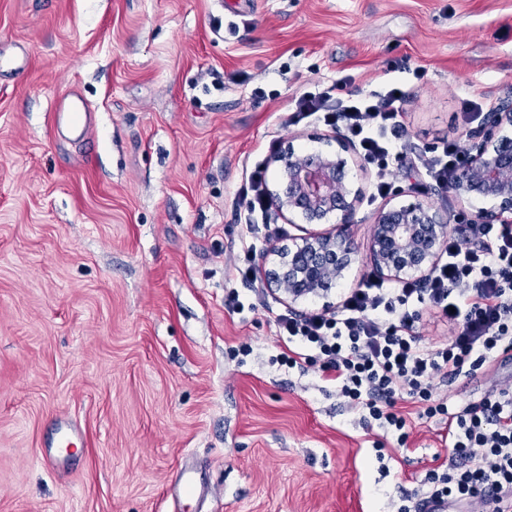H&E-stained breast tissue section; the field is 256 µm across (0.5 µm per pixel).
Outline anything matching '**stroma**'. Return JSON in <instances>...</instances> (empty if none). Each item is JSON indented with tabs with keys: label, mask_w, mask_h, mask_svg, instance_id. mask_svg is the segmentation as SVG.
Listing matches in <instances>:
<instances>
[{
	"label": "stroma",
	"mask_w": 512,
	"mask_h": 512,
	"mask_svg": "<svg viewBox=\"0 0 512 512\" xmlns=\"http://www.w3.org/2000/svg\"><path fill=\"white\" fill-rule=\"evenodd\" d=\"M0 44L26 55L0 75V512H398L447 457L444 423L399 446L317 368L279 363L276 319L371 274L380 206L423 202L452 230L482 208L414 159L469 144L464 104L512 99V0H0ZM340 79L409 93L386 197L347 155L357 261L293 304L227 280L247 172L267 165L272 187L279 150L335 149L333 128L289 118ZM66 92L92 111L87 138L53 120ZM232 288L243 310L225 307ZM508 378L439 391L464 405ZM60 414L81 434L52 471ZM187 463L203 500L182 493Z\"/></svg>",
	"instance_id": "obj_1"
}]
</instances>
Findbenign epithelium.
I'll return each mask as SVG.
<instances>
[{
    "mask_svg": "<svg viewBox=\"0 0 512 512\" xmlns=\"http://www.w3.org/2000/svg\"><path fill=\"white\" fill-rule=\"evenodd\" d=\"M512 126V103L500 102L486 113L481 128L466 149L464 163L448 182L459 199L483 198L494 202L478 211L472 224L512 223V140L501 135ZM279 170L278 189L270 193V206L280 214H300L320 224L336 218L324 232H312L292 245L273 246L275 267L264 271L261 286L295 302L312 293L328 292L342 271L357 259L347 233L354 223L359 195L345 184L347 159L339 152L298 156L292 151L273 157ZM371 261L376 272L396 280L408 274L427 275L439 260L448 238V225L430 206L383 205L373 216Z\"/></svg>",
    "mask_w": 512,
    "mask_h": 512,
    "instance_id": "benign-epithelium-1",
    "label": "benign epithelium"
}]
</instances>
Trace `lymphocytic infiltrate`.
I'll list each match as a JSON object with an SVG mask.
<instances>
[{"mask_svg": "<svg viewBox=\"0 0 512 512\" xmlns=\"http://www.w3.org/2000/svg\"><path fill=\"white\" fill-rule=\"evenodd\" d=\"M407 100L399 82L356 98L342 83L305 92L295 101L293 121L314 116L343 128L361 155L376 164L377 194L406 141ZM270 210L267 169L256 166L236 194L244 264L229 277H248L260 221ZM427 306L452 331L448 340L422 345L414 329ZM289 346L288 368L318 367L365 419L406 444L413 419L440 418L449 461L427 473L421 491L400 512H423L424 502L447 501L453 512H512V384L496 387L479 401L458 405L436 395L434 379L454 382L490 367L512 364V225L470 224L449 235L435 268L425 277L388 282L371 275L348 289L335 309L277 317ZM415 400L417 414L397 409Z\"/></svg>", "mask_w": 512, "mask_h": 512, "instance_id": "obj_1", "label": "lymphocytic infiltrate"}]
</instances>
